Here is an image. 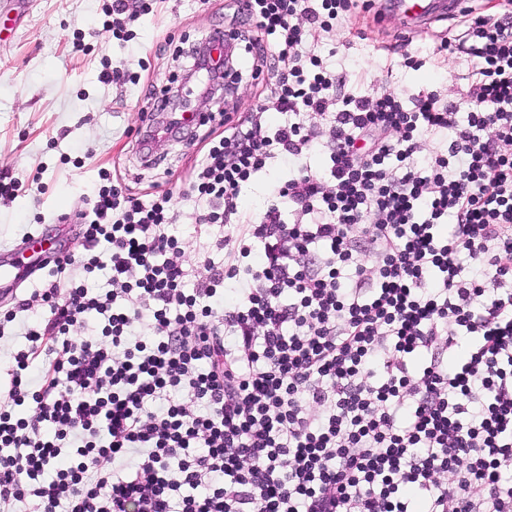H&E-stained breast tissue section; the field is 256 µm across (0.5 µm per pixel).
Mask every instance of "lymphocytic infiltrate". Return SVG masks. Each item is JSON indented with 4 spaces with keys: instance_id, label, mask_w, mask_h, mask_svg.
I'll list each match as a JSON object with an SVG mask.
<instances>
[{
    "instance_id": "1",
    "label": "lymphocytic infiltrate",
    "mask_w": 512,
    "mask_h": 512,
    "mask_svg": "<svg viewBox=\"0 0 512 512\" xmlns=\"http://www.w3.org/2000/svg\"><path fill=\"white\" fill-rule=\"evenodd\" d=\"M352 5L236 0L254 26L235 38L276 50L283 120L253 113L204 156L192 191L223 258L196 287L170 196L95 186L82 253L18 302L36 321L0 401V512H512V0L436 50L476 62L465 113L335 98L295 19L328 31ZM274 159L299 222L239 208ZM90 314L102 342L74 337ZM310 123L316 129L319 143L308 156L304 157L303 163L310 173L315 174L321 172L325 166L326 149L324 145H326L329 137V124L319 117L312 119Z\"/></svg>"
}]
</instances>
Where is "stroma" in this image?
<instances>
[{
  "instance_id": "obj_1",
  "label": "stroma",
  "mask_w": 512,
  "mask_h": 512,
  "mask_svg": "<svg viewBox=\"0 0 512 512\" xmlns=\"http://www.w3.org/2000/svg\"><path fill=\"white\" fill-rule=\"evenodd\" d=\"M102 7L103 0H33L16 26L0 31L7 37L0 44V170L23 184L15 199L0 200V250L22 248L28 234L54 232L53 216L85 209L89 186L107 172L135 197L170 195L182 260L190 284H197L204 260L215 254L218 229L196 223L190 183L222 123H236L265 103L272 69L253 68L251 55L243 54L234 101L204 107L198 95L184 97L185 110L203 112L205 123L158 140L144 159L136 131L152 105L150 90L168 87L191 65L189 49L212 29L242 30L252 22L236 13L232 0H155L152 12L132 23L134 39L122 41L104 29ZM352 21L351 32L320 31L307 40L336 75L338 94L388 92L407 101L434 91L466 106L474 62L429 60L442 38L460 33L457 19L413 28L403 13L372 0L371 9L353 8ZM78 37L87 53H73ZM107 63L140 74L139 84L102 83ZM285 176L271 164L242 192L241 211L254 215L275 202Z\"/></svg>"
}]
</instances>
